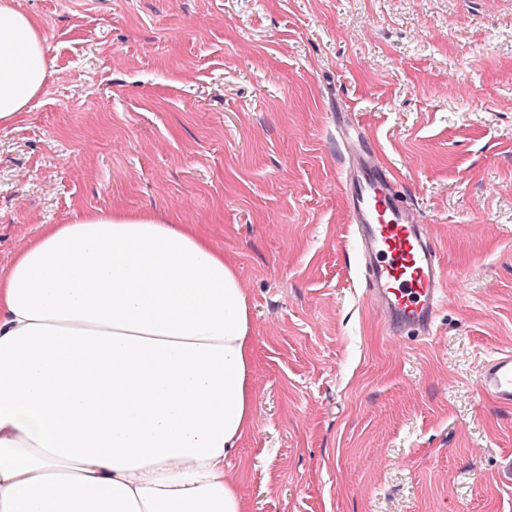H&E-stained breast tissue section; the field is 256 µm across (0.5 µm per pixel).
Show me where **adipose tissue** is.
<instances>
[{
  "label": "adipose tissue",
  "mask_w": 512,
  "mask_h": 512,
  "mask_svg": "<svg viewBox=\"0 0 512 512\" xmlns=\"http://www.w3.org/2000/svg\"><path fill=\"white\" fill-rule=\"evenodd\" d=\"M0 0V124L47 79ZM251 313L196 224L95 209L0 272V512H250L224 472L253 425Z\"/></svg>",
  "instance_id": "ef3b65f1"
}]
</instances>
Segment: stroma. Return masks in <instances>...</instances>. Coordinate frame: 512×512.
Returning a JSON list of instances; mask_svg holds the SVG:
<instances>
[{"instance_id":"35a3bbf8","label":"stroma","mask_w":512,"mask_h":512,"mask_svg":"<svg viewBox=\"0 0 512 512\" xmlns=\"http://www.w3.org/2000/svg\"><path fill=\"white\" fill-rule=\"evenodd\" d=\"M47 82L0 126V271L91 209L199 224L252 313L251 512H512V0H14ZM343 106L448 270L424 341L364 294ZM477 385L481 395L512 409V353L500 352L488 357L479 370Z\"/></svg>"}]
</instances>
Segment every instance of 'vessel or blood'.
Returning a JSON list of instances; mask_svg holds the SVG:
<instances>
[{"label":"vessel or blood","mask_w":512,"mask_h":512,"mask_svg":"<svg viewBox=\"0 0 512 512\" xmlns=\"http://www.w3.org/2000/svg\"><path fill=\"white\" fill-rule=\"evenodd\" d=\"M336 142L343 163L339 189L363 259L368 303L391 335H431L446 281L437 246L349 113L336 115ZM477 385L481 395L512 409V353L488 357Z\"/></svg>","instance_id":"1"}]
</instances>
